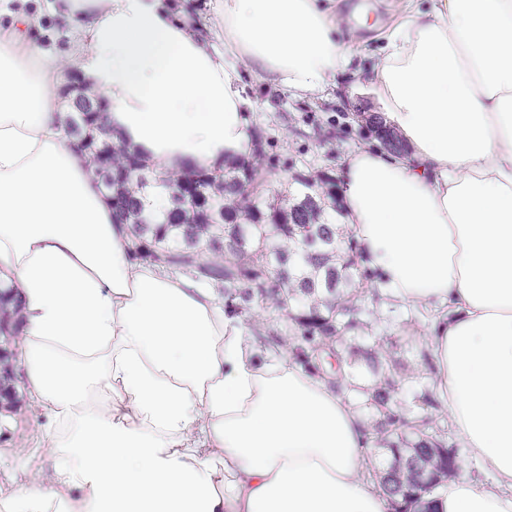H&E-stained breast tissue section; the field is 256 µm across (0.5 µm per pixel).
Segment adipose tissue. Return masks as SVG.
Listing matches in <instances>:
<instances>
[{"label":"adipose tissue","mask_w":512,"mask_h":512,"mask_svg":"<svg viewBox=\"0 0 512 512\" xmlns=\"http://www.w3.org/2000/svg\"><path fill=\"white\" fill-rule=\"evenodd\" d=\"M0 0V285L16 362L53 460L0 512H390L365 423L285 349L261 348L195 273L132 260L59 105L68 72L104 103V137L152 168L215 171L251 151L244 73L322 94L350 57L335 0H221L213 39L189 0H51L61 62ZM369 79L384 123L345 159L341 197L395 302L437 313L435 390L468 461L433 512H512V0H397ZM21 305L20 299L13 294V289H4L0 291V326H12L15 328L17 335L19 331V308ZM15 335V336H16Z\"/></svg>","instance_id":"ef3b65f1"}]
</instances>
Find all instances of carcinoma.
I'll return each instance as SVG.
<instances>
[{
  "mask_svg": "<svg viewBox=\"0 0 512 512\" xmlns=\"http://www.w3.org/2000/svg\"><path fill=\"white\" fill-rule=\"evenodd\" d=\"M101 116L72 107L70 128L96 174L112 171V204L135 224L132 255L144 254L163 266L194 270L224 285V310L261 334L251 308L254 298L299 308V335L288 342L289 356L312 373L325 354L347 362L341 346L364 322L356 303L371 282L361 265L358 243L339 227L332 181L299 176L284 188H270L264 168L265 143L253 139L250 159L220 172H149L136 157L99 134ZM21 305L13 290L0 291V325L19 328ZM401 336H372L363 356L373 383L362 388L340 377L333 381L344 396L356 392L380 420L376 443L391 461L378 485L393 512H413L421 494L458 472L456 445L443 425L445 408L435 394L422 395L425 413L407 415L396 406L400 380L391 371ZM9 356L0 355V393H13Z\"/></svg>",
  "mask_w": 512,
  "mask_h": 512,
  "instance_id": "1",
  "label": "carcinoma"
}]
</instances>
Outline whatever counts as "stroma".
I'll return each mask as SVG.
<instances>
[{
  "label": "stroma",
  "mask_w": 512,
  "mask_h": 512,
  "mask_svg": "<svg viewBox=\"0 0 512 512\" xmlns=\"http://www.w3.org/2000/svg\"><path fill=\"white\" fill-rule=\"evenodd\" d=\"M336 12L353 31L345 46L351 64L323 95L297 99L263 76H244L246 91L257 103L252 124L264 128L269 137L271 183L297 172L339 175L349 152L372 136L369 127L356 122L354 107L361 100L373 101L365 78L375 62L380 28L393 23L391 0H336ZM362 304L368 311L372 336L392 334L420 341L431 325V313L407 322L405 308L375 301L369 290L364 292ZM40 439L41 429L28 399L25 393H18L16 405L0 413V486L19 492L34 489V477L50 466Z\"/></svg>",
  "instance_id": "35a3bbf8"
}]
</instances>
